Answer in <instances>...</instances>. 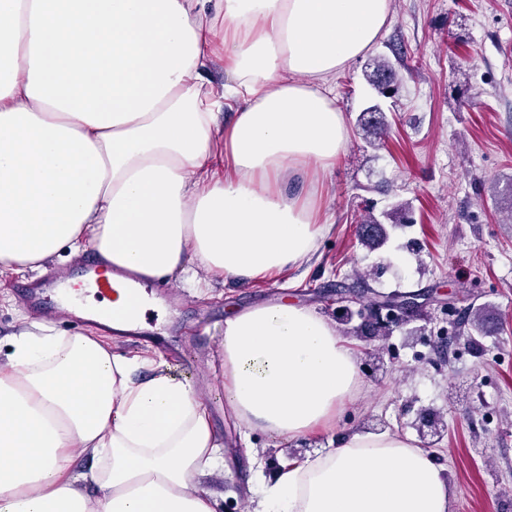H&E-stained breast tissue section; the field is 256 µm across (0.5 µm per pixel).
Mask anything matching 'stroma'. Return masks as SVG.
Wrapping results in <instances>:
<instances>
[{
	"instance_id": "1",
	"label": "stroma",
	"mask_w": 512,
	"mask_h": 512,
	"mask_svg": "<svg viewBox=\"0 0 512 512\" xmlns=\"http://www.w3.org/2000/svg\"><path fill=\"white\" fill-rule=\"evenodd\" d=\"M376 56L391 58L404 84L398 101L382 103L388 132L379 139L358 123L373 97L365 68ZM330 90L351 138L332 172L309 186L329 224L312 259L243 284L216 279L204 294L166 283L147 298L143 333L105 341L116 354L163 357L171 374L196 383L224 435V469L210 480L224 492L222 512H254V460L270 474L329 447L339 431L411 436L426 412L443 419L434 450L453 512H512V8L504 0H392L375 45ZM368 212L390 233L376 250L357 236ZM363 270L375 294L425 295L424 330L386 337L335 429L291 441L239 426L224 397L225 318L287 300L338 321L333 289ZM36 279L28 270L0 275L1 352L34 320L19 289ZM449 295L457 307L488 311L492 327L477 343L449 342Z\"/></svg>"
}]
</instances>
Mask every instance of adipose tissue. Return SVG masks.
<instances>
[{
	"mask_svg": "<svg viewBox=\"0 0 512 512\" xmlns=\"http://www.w3.org/2000/svg\"><path fill=\"white\" fill-rule=\"evenodd\" d=\"M390 2L0 0V269L90 250L108 276L202 288L303 266L326 230L307 183L350 140L326 84ZM220 349L251 431L307 438L360 383L335 326L297 305L226 318ZM223 447L189 380L102 337L34 323L0 362V512H216L199 481ZM259 493L261 512L451 509L445 468L396 432L340 433Z\"/></svg>",
	"mask_w": 512,
	"mask_h": 512,
	"instance_id": "1",
	"label": "adipose tissue"
}]
</instances>
